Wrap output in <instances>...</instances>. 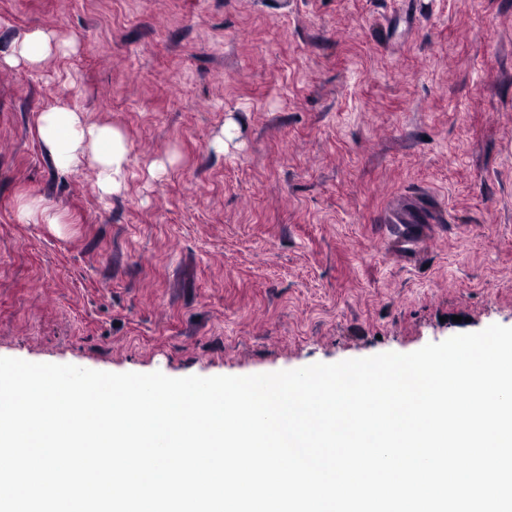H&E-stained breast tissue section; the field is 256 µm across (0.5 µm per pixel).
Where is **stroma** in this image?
<instances>
[{
	"instance_id": "35a3bbf8",
	"label": "stroma",
	"mask_w": 512,
	"mask_h": 512,
	"mask_svg": "<svg viewBox=\"0 0 512 512\" xmlns=\"http://www.w3.org/2000/svg\"><path fill=\"white\" fill-rule=\"evenodd\" d=\"M33 27L73 48L0 68V357L247 376L512 327V0H0V57ZM65 101L124 132L120 193L54 166Z\"/></svg>"
}]
</instances>
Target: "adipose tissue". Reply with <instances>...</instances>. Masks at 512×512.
I'll list each match as a JSON object with an SVG mask.
<instances>
[{"instance_id": "ef3b65f1", "label": "adipose tissue", "mask_w": 512, "mask_h": 512, "mask_svg": "<svg viewBox=\"0 0 512 512\" xmlns=\"http://www.w3.org/2000/svg\"><path fill=\"white\" fill-rule=\"evenodd\" d=\"M57 46L55 33L34 28L24 34L11 54L0 58V63L34 68ZM37 131L58 169L71 171L90 164L97 170L102 193L121 191L128 165V144L119 128L89 122L76 106L60 103L39 113Z\"/></svg>"}]
</instances>
